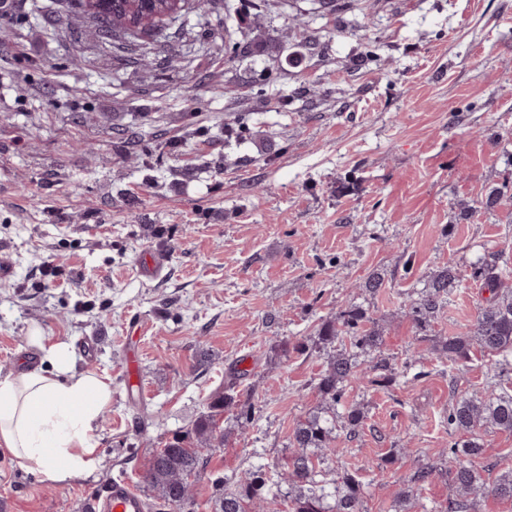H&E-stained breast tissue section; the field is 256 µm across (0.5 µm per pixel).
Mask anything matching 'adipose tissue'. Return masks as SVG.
<instances>
[{"instance_id":"adipose-tissue-1","label":"adipose tissue","mask_w":512,"mask_h":512,"mask_svg":"<svg viewBox=\"0 0 512 512\" xmlns=\"http://www.w3.org/2000/svg\"><path fill=\"white\" fill-rule=\"evenodd\" d=\"M44 366L0 378V448L53 484L92 469L91 433L112 402L110 383L76 371L67 343L33 334Z\"/></svg>"}]
</instances>
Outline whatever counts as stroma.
I'll list each match as a JSON object with an SVG mask.
<instances>
[{"mask_svg": "<svg viewBox=\"0 0 512 512\" xmlns=\"http://www.w3.org/2000/svg\"><path fill=\"white\" fill-rule=\"evenodd\" d=\"M52 2L9 0L0 15L14 33L0 48V264L13 270L0 377L36 353L37 330L106 377L112 403L94 470L69 483L0 450V512H79L113 477L140 484L154 451L227 389L254 420L225 412L224 445L203 450L180 512H211L215 479L284 472L294 427L321 401L315 333L353 305L384 340L362 368L386 359L394 380L346 387L365 420L338 433L326 465L362 480L367 512H444L447 471L407 505L397 495L461 440L448 409L496 362L451 363L439 347L489 296L472 262L512 268V199L478 206L512 188V0H353L344 13L336 0H211L135 46L46 23ZM155 250L167 263L147 279L136 261ZM449 264L463 286L418 330L409 304ZM85 338L94 359L76 350ZM288 341L308 349L283 355ZM483 440L473 464L491 483L512 468V434Z\"/></svg>", "mask_w": 512, "mask_h": 512, "instance_id": "1", "label": "stroma"}]
</instances>
